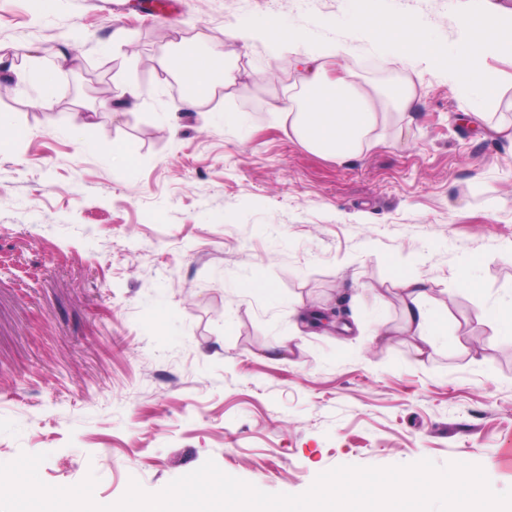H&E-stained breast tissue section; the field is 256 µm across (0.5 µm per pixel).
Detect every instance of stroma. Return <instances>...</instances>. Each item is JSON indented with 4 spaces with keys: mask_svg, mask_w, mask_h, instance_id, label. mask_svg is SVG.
Returning a JSON list of instances; mask_svg holds the SVG:
<instances>
[{
    "mask_svg": "<svg viewBox=\"0 0 512 512\" xmlns=\"http://www.w3.org/2000/svg\"><path fill=\"white\" fill-rule=\"evenodd\" d=\"M0 0V52L55 67L42 89L0 74V463L45 454L48 485L95 475L111 505L130 481L156 493L206 460L298 495L342 465L429 459L479 465L512 444V335L483 316L512 299V143L462 120L471 104L426 56L387 63L347 0ZM461 0H364L438 45L460 37ZM274 15L295 49L258 33ZM343 45L329 78L412 82L360 156L327 160L270 104L299 77L289 54ZM78 59L62 60V45ZM216 53L227 85L195 107L174 96L163 47ZM512 123V60L482 62ZM137 107L103 109L117 78ZM239 113L240 123L224 115ZM134 154L131 167L114 146ZM451 301L448 341L418 355L403 307L371 289L399 275ZM336 308L302 327L298 302Z\"/></svg>",
    "mask_w": 512,
    "mask_h": 512,
    "instance_id": "stroma-1",
    "label": "stroma"
}]
</instances>
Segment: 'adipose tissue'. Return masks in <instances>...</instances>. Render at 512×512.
<instances>
[{"label": "adipose tissue", "instance_id": "adipose-tissue-1", "mask_svg": "<svg viewBox=\"0 0 512 512\" xmlns=\"http://www.w3.org/2000/svg\"><path fill=\"white\" fill-rule=\"evenodd\" d=\"M349 3L360 31L366 39H378L388 62H403L420 52L446 69L462 95L496 97L495 83L488 78L477 79L476 74L487 52L512 57V9L502 8L497 0H471L459 16L464 35L447 50L426 41L419 25L403 16L391 18L383 36H376V23L357 10L358 0ZM320 58V53L310 54L298 90L288 98L275 100L271 108L310 152L332 160L358 156L390 114L407 111L415 88L406 84L387 89L345 78L331 80L325 76ZM167 62L172 71L186 79L185 100L189 105L209 98L223 82V62L216 57L185 52L168 57ZM394 290L404 306L405 331L419 339L417 353L436 350L439 332L427 306L424 283L403 277L395 282Z\"/></svg>", "mask_w": 512, "mask_h": 512}]
</instances>
